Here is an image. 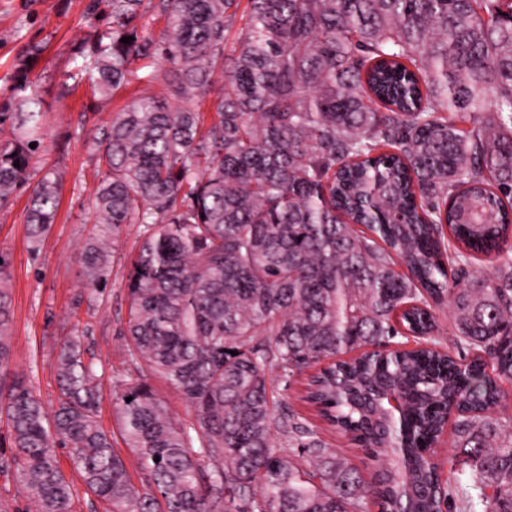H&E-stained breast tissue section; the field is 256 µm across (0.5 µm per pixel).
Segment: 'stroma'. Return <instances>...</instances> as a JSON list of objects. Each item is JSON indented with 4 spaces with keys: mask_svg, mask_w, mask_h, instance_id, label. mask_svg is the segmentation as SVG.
<instances>
[{
    "mask_svg": "<svg viewBox=\"0 0 512 512\" xmlns=\"http://www.w3.org/2000/svg\"><path fill=\"white\" fill-rule=\"evenodd\" d=\"M90 2L0 0V95L9 96L22 62H32L29 78L45 110L37 164L62 173L55 222L39 241L29 238L24 224L28 189L17 191L0 207V254L8 262L13 309L12 361L0 371V389L8 388L14 374L21 372L45 406H53L60 347L71 333L81 334L84 358L101 377L98 420L112 434L134 484L142 486L147 474L125 447L115 411L117 386L131 371L121 332L128 310L127 257L139 244L140 225H123L116 235L106 284L87 285L82 268L84 245L95 232L91 198L97 183L86 141L103 134L113 112L132 101L140 84L131 82L104 103L87 85L63 88L76 49L98 28L96 17L88 12ZM7 437L6 422L0 419V512H36L8 463V448L1 445Z\"/></svg>",
    "mask_w": 512,
    "mask_h": 512,
    "instance_id": "1",
    "label": "stroma"
}]
</instances>
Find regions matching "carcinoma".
<instances>
[{
	"label": "carcinoma",
	"mask_w": 512,
	"mask_h": 512,
	"mask_svg": "<svg viewBox=\"0 0 512 512\" xmlns=\"http://www.w3.org/2000/svg\"><path fill=\"white\" fill-rule=\"evenodd\" d=\"M96 2L106 25L66 80L102 100L133 78L144 89L88 140L99 183L83 264L99 285L112 237L142 226L122 332L136 377L115 409L148 485L97 420L99 376L74 333L54 411L23 376L0 395L10 464L38 512H70L58 447L110 512H512V0ZM147 13L164 23L157 37ZM30 69L0 108L14 131L1 206L41 147ZM60 182L51 169L30 191L35 241ZM445 297L447 339L433 309ZM404 331L416 345L386 349ZM273 366L306 378L299 401L322 425L278 414ZM154 378L194 424H175ZM452 409L460 468L442 481L433 454ZM324 430L371 452L373 482Z\"/></svg>",
	"instance_id": "cac0c4a2"
}]
</instances>
